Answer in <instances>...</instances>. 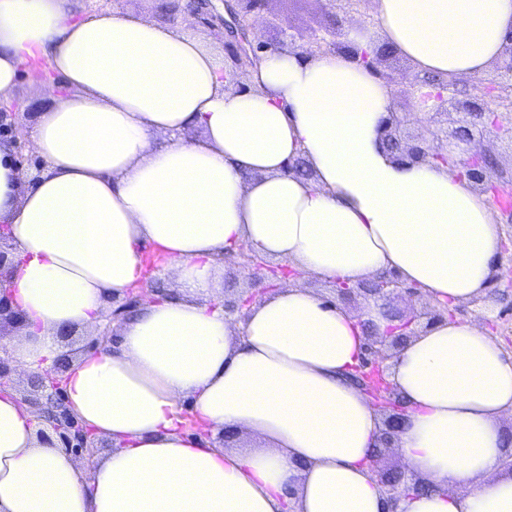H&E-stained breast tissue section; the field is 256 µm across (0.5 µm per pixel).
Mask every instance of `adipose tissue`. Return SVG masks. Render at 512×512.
I'll return each mask as SVG.
<instances>
[{
	"mask_svg": "<svg viewBox=\"0 0 512 512\" xmlns=\"http://www.w3.org/2000/svg\"><path fill=\"white\" fill-rule=\"evenodd\" d=\"M77 0H0V98L38 60L22 179L0 144V224L16 268L18 375L64 362L67 410L111 451L84 468L0 395V512H512V357L478 321H441L390 362L407 408L396 442L421 483L390 504L372 466L381 416L349 379L366 324L309 281L394 272L431 303L485 295L495 214L441 164L396 159L383 141L391 91L350 55L266 53L237 88L191 27ZM385 42L420 83L485 75L512 37V0H375ZM63 87L67 96L55 97ZM303 158V173L288 172ZM247 241L299 276L244 320L216 301L224 249ZM169 283L126 317L117 342L65 358L61 333L95 327L106 300L143 278L145 248ZM210 438L186 432L182 403ZM251 433L241 451L221 435Z\"/></svg>",
	"mask_w": 512,
	"mask_h": 512,
	"instance_id": "adipose-tissue-1",
	"label": "adipose tissue"
}]
</instances>
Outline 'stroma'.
Wrapping results in <instances>:
<instances>
[{"mask_svg": "<svg viewBox=\"0 0 512 512\" xmlns=\"http://www.w3.org/2000/svg\"><path fill=\"white\" fill-rule=\"evenodd\" d=\"M85 13L111 12L133 15L157 23L176 26L190 19L193 27L207 43L224 58L227 68H235L238 49L231 45L223 29L230 22L231 11H243V0H207L203 13L191 14L189 0H79ZM259 14L261 19L252 44L262 49L282 48L305 54L315 36L325 34L334 23H341L340 46L359 42L377 47L382 43L380 27L373 0H360L356 10L341 13L338 0H265ZM411 63L396 56L378 64L375 74L384 81L392 95V128L403 139L416 140L422 131L416 120L414 92L405 80ZM486 106L499 115V125L479 135L482 147L496 167L512 174V88H498L485 99ZM500 286L489 293L487 300L459 304L455 317L471 320L485 314L495 324L490 336L512 354V256L502 255L497 262Z\"/></svg>", "mask_w": 512, "mask_h": 512, "instance_id": "obj_1", "label": "stroma"}]
</instances>
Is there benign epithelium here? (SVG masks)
<instances>
[{
    "mask_svg": "<svg viewBox=\"0 0 512 512\" xmlns=\"http://www.w3.org/2000/svg\"><path fill=\"white\" fill-rule=\"evenodd\" d=\"M249 9L239 17H234L235 29L241 34L256 29V20L251 16V11L256 8L260 0H246ZM394 53V50L387 47H380L376 50L358 49L354 52L357 62L371 69L383 58ZM450 91V85H441L431 91L423 92L419 96L420 104L429 109H437L445 104H451L458 113L466 115V125L456 128L453 133L426 128V137L423 144L412 145L405 139L398 136L392 129L384 130V141L387 146L402 159L411 161H422L426 156L440 164L459 167L457 176L473 184L482 187V193L489 196L491 201H496L498 192L512 185V178L499 174L493 167L489 166L488 155L481 150L480 145L474 142L472 129L484 128L487 125H495L498 116L493 112L483 110V96L475 93L469 99H457L444 96ZM25 113L13 112L0 107V143L20 144L23 135ZM466 145L465 152L468 156L459 161L455 160L452 148L458 144ZM11 240V236L0 231V289L14 269L13 253L3 249V244ZM225 255L232 256L238 267L249 272L257 273L266 270L268 285L264 288L254 290L246 296H239L224 300V313L227 315L244 316V310L249 308L255 301L257 294H265L278 287L279 283L286 281L297 272L283 265H268L264 259L255 251L248 242H241ZM365 298H374L382 302L384 307H389L394 296L401 292L413 293L414 288L407 287L396 277L385 276L380 280L359 285ZM150 292L147 283H142L137 288H130L124 293L125 300L112 309L111 319L122 321L134 310L141 301L145 300ZM416 315L393 314L392 324L379 333L372 327H367V343L365 353L361 357L351 373L353 382L371 399L373 406L377 407L384 417V429L379 438L380 447L389 448L397 440L398 433L406 408L403 406L398 393L387 378L389 361L393 358L394 350L406 339L412 336L409 332L411 324L415 321ZM63 393L61 371L54 370L42 375H35L30 378V390L24 396L26 402L33 410L37 419H42L45 407L49 404H60ZM53 431L56 441L60 447L75 456L85 460V467L90 469L93 466L96 438L86 427L83 426L73 415L66 410L52 419ZM380 482L384 492L392 503H397L403 495L417 489L418 480L407 475L404 470H394L380 476Z\"/></svg>",
    "mask_w": 512,
    "mask_h": 512,
    "instance_id": "obj_1",
    "label": "benign epithelium"
}]
</instances>
